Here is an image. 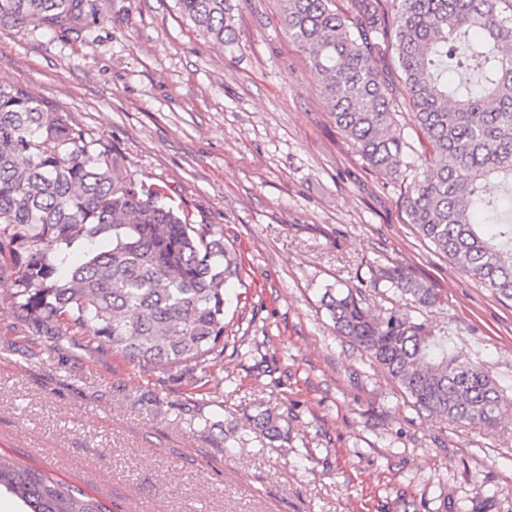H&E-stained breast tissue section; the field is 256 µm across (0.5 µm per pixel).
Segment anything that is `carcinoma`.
Wrapping results in <instances>:
<instances>
[{
	"instance_id": "cac0c4a2",
	"label": "carcinoma",
	"mask_w": 512,
	"mask_h": 512,
	"mask_svg": "<svg viewBox=\"0 0 512 512\" xmlns=\"http://www.w3.org/2000/svg\"><path fill=\"white\" fill-rule=\"evenodd\" d=\"M502 0H283L288 39L307 55L336 127L399 185L407 223L465 274L512 300V11ZM219 44L235 42L229 0H177ZM85 0H0V25L61 27ZM391 53L396 76L379 66ZM432 148L401 172L400 108ZM106 242L70 262L76 244ZM241 255L224 231L195 225L167 193L137 181L119 153L22 85L0 84V280L9 309L37 333L104 339L152 369L188 364L203 380L221 343L226 288ZM383 277L423 307L444 302L399 268ZM336 332L367 354L414 406L453 422L498 424L508 387L448 347V336L375 315L355 290L326 293ZM28 512H105L73 485L0 456V489Z\"/></svg>"
}]
</instances>
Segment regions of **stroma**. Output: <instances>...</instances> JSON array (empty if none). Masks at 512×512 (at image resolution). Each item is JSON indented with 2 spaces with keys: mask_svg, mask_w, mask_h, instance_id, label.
<instances>
[{
  "mask_svg": "<svg viewBox=\"0 0 512 512\" xmlns=\"http://www.w3.org/2000/svg\"><path fill=\"white\" fill-rule=\"evenodd\" d=\"M221 47L177 0H89L73 29L0 25V83L21 84L243 260L224 355L205 381L143 370L108 342L52 340L0 282V453L108 512H512V416L428 417L338 336L325 290L447 331L512 386V301L406 224L399 190L336 128L282 0H234ZM442 293L422 308L379 271ZM270 414L272 426L260 424Z\"/></svg>",
  "mask_w": 512,
  "mask_h": 512,
  "instance_id": "stroma-1",
  "label": "stroma"
}]
</instances>
